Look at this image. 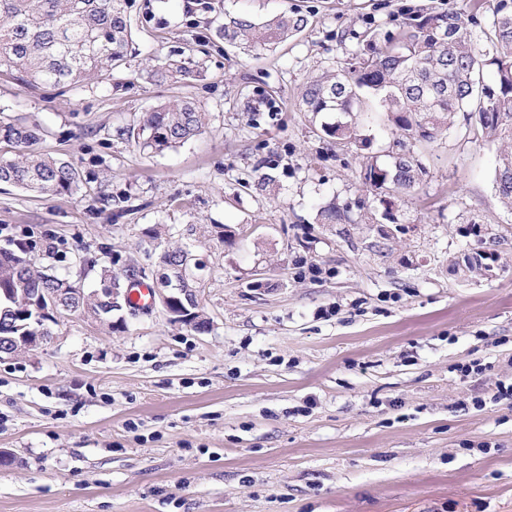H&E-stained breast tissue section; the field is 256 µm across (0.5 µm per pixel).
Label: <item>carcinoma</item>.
I'll return each instance as SVG.
<instances>
[{
    "instance_id": "carcinoma-1",
    "label": "carcinoma",
    "mask_w": 512,
    "mask_h": 512,
    "mask_svg": "<svg viewBox=\"0 0 512 512\" xmlns=\"http://www.w3.org/2000/svg\"><path fill=\"white\" fill-rule=\"evenodd\" d=\"M309 19L299 11L282 12L261 22L246 15H224L217 36L258 55L285 44L301 33ZM132 42L126 0H0V71L17 74L29 87L78 86L126 64ZM189 74L185 65L169 62L156 70L162 79ZM374 99L389 114L397 150L387 167L371 159L361 166L364 185L379 196L382 218L395 222L396 193L411 191L423 168L410 150L418 138L432 140L463 113L476 141H505L496 158L495 190L512 208V0H494L491 14L474 0L462 10L407 11L394 30L379 40L366 33L334 72L310 81L301 95L303 111H361ZM206 113L195 103L180 100L140 114L126 128L127 139L143 151L162 153L200 134ZM322 131L343 145H363L349 122L322 125ZM39 125L0 118V182L41 196L69 195L79 188L80 173L70 162L39 147ZM364 201L333 202L319 209L323 224H350L352 208ZM28 245L0 249V289L23 288L34 293L47 288L62 302L108 322L112 308L92 295L79 299L70 289L83 288L84 277L60 278L35 269L27 258ZM193 252L164 250L157 265L161 279L186 302L181 288L199 285ZM40 328L34 304L20 309L0 295V336H23Z\"/></svg>"
}]
</instances>
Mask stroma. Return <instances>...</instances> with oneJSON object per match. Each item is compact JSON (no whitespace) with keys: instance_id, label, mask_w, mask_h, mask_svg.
Instances as JSON below:
<instances>
[{"instance_id":"stroma-1","label":"stroma","mask_w":512,"mask_h":512,"mask_svg":"<svg viewBox=\"0 0 512 512\" xmlns=\"http://www.w3.org/2000/svg\"><path fill=\"white\" fill-rule=\"evenodd\" d=\"M463 0H129L126 67L66 91L0 73V114L36 122L81 174L70 195L0 184V248L40 267L152 272L190 244L206 268L199 331L162 305L71 316L50 343L0 359V512H512V209L496 142L463 118L413 145L425 172L393 224H323L335 201L381 207L363 155L392 162L376 102L365 150L302 111L306 84L407 9ZM308 15L252 57L215 35L225 15ZM168 60L188 78L155 81ZM274 101V109L259 99ZM204 131L147 154L122 131L176 100ZM477 252L486 267L462 271Z\"/></svg>"}]
</instances>
